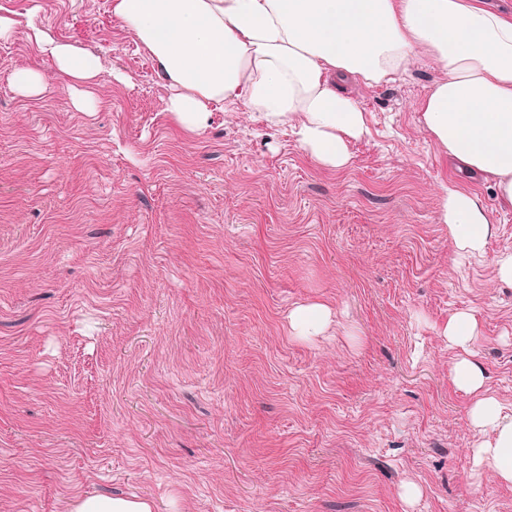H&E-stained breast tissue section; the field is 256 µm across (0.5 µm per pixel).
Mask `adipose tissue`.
I'll return each mask as SVG.
<instances>
[{
    "instance_id": "adipose-tissue-1",
    "label": "adipose tissue",
    "mask_w": 512,
    "mask_h": 512,
    "mask_svg": "<svg viewBox=\"0 0 512 512\" xmlns=\"http://www.w3.org/2000/svg\"><path fill=\"white\" fill-rule=\"evenodd\" d=\"M112 10L156 60L173 90L166 109L184 129L201 132L211 106L239 103L292 124L328 169L348 166L350 143L368 132L346 82H385L426 56L442 75L416 107L422 127L512 207V16L481 0H114ZM30 31L57 75L88 100L99 58ZM442 217L458 251L484 252L492 226L477 195L449 183ZM443 334L460 351L452 381L471 398L474 471L511 485L512 414L489 395L474 358L478 322L453 315Z\"/></svg>"
}]
</instances>
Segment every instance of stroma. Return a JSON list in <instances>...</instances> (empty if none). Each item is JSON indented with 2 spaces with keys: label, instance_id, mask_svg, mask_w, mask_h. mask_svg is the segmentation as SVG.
<instances>
[{
  "label": "stroma",
  "instance_id": "obj_1",
  "mask_svg": "<svg viewBox=\"0 0 512 512\" xmlns=\"http://www.w3.org/2000/svg\"><path fill=\"white\" fill-rule=\"evenodd\" d=\"M113 0H0V512L137 496L155 512H512L473 478L470 399L441 331L478 320L477 359L512 413V209L423 130L441 75L420 58L355 94L351 163L310 159L288 123L243 106L183 129ZM98 56L77 109L26 18ZM45 77L35 97L14 68ZM494 234L454 252L443 185ZM320 303L317 336L288 316ZM416 485L415 500L404 496Z\"/></svg>",
  "mask_w": 512,
  "mask_h": 512
}]
</instances>
